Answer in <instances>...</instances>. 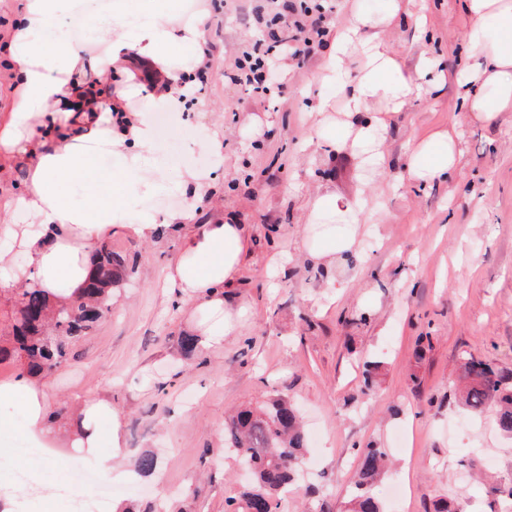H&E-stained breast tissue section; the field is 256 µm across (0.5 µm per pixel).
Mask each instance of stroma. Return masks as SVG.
Segmentation results:
<instances>
[{
    "mask_svg": "<svg viewBox=\"0 0 512 512\" xmlns=\"http://www.w3.org/2000/svg\"><path fill=\"white\" fill-rule=\"evenodd\" d=\"M213 22L202 35L212 66L197 74L199 112H153L156 135L147 163L156 182L126 186L122 156L106 152L70 189L83 203L113 183L131 216L167 213L196 203L202 216L220 212L245 225L250 257L225 305L235 332L201 341L185 356L181 338L199 333L209 315L168 287L182 236L150 241L114 232L113 250L134 256L131 279L112 290V315L74 343L65 365L43 379L47 403L76 409L88 398L119 413L120 445L107 421L97 457L73 448L69 420L46 441L66 459H81L114 487L113 503L156 512H225L249 481L224 449V421L241 405L278 392L301 410L307 426L304 474L282 512H343L358 467V449L377 446L392 466L376 495L386 512H434L452 500L459 512H512L493 486L512 480V437L493 409L472 414L455 399L469 357L512 368V115L492 126L460 113L454 85L423 93L398 113H382L371 143L330 149V131L308 112L324 98L341 106V84L317 75L332 35L354 13L380 15L386 0H336L321 44L304 60L287 59L280 97H252L224 79V69L257 31L249 0H209ZM426 26L399 18L385 33L407 65L466 64L462 0H413ZM455 127L460 159L447 180H416L408 157L434 131ZM224 134L222 152L202 145ZM207 176L213 189L192 201L185 171ZM336 205L311 211L317 192ZM337 248L325 267L317 252ZM384 368L365 385V358ZM11 425L0 440V496L14 512H74L94 488L56 475L44 457L22 461L27 446L20 401L0 403ZM157 454L154 476L132 470L134 458ZM26 468L31 492L17 488Z\"/></svg>",
    "mask_w": 512,
    "mask_h": 512,
    "instance_id": "1",
    "label": "stroma"
}]
</instances>
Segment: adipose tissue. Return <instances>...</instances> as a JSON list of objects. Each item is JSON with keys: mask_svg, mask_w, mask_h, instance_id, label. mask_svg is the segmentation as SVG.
<instances>
[{"mask_svg": "<svg viewBox=\"0 0 512 512\" xmlns=\"http://www.w3.org/2000/svg\"><path fill=\"white\" fill-rule=\"evenodd\" d=\"M411 0H387L377 17L355 14L349 26L334 37L333 49L322 69L323 79L336 81L343 58L358 50L365 57L360 77L344 85L345 120L331 145L370 138L379 119L361 122L372 102L384 111L398 112L422 91L439 90L454 81L461 111L486 123L512 112V0H463L469 24L467 64L447 77L436 67L407 68L384 36L400 17L412 16L423 27V15L411 14ZM62 0H23L10 28L0 38L15 79L11 97L0 106V164L25 170L21 193L0 189V206L30 216L27 224H9L4 237L10 250L0 249V270L11 276L7 286L38 284L62 302L85 287L92 277V255L113 231L142 240L154 239L161 225L183 229L182 253L167 274L169 287L185 298L200 301L215 319L204 334L218 342L234 331L226 317L224 291L234 287L248 254V235L241 224L226 223L221 215L199 220L194 205L166 214L128 216L112 199L108 187L80 204L69 199L71 182L88 170L91 160L79 153L76 141L94 135L126 158L131 183L150 180L144 155L151 148L152 112H179L185 107L197 73L210 68L200 37L211 23L208 8L179 17L166 0H138L134 16L116 4L95 30L105 43L102 53H87L62 16ZM146 71L143 101L131 107L124 87L137 71ZM112 78L118 90L106 96L86 86L87 72ZM455 133L431 134L408 159L416 178L439 179L456 168ZM18 250L26 264L11 269L10 252ZM17 399L26 411V430L41 439L48 424L45 393L36 378L21 375L0 384V401Z\"/></svg>", "mask_w": 512, "mask_h": 512, "instance_id": "ef3b65f1", "label": "adipose tissue"}]
</instances>
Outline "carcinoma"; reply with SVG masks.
<instances>
[{
	"label": "carcinoma",
	"mask_w": 512,
	"mask_h": 512,
	"mask_svg": "<svg viewBox=\"0 0 512 512\" xmlns=\"http://www.w3.org/2000/svg\"><path fill=\"white\" fill-rule=\"evenodd\" d=\"M93 263L94 274L83 292L55 306L35 284L13 289L7 298L10 317L7 335L0 340V363L19 362L27 374L38 378L52 375L63 365L68 345L101 323L102 313L112 312V288L133 272L127 255L104 243L96 249ZM461 380L462 405L473 413L493 407L499 430L512 436V370L472 357L462 366ZM224 445L251 475L239 501H229L231 506L238 505L233 512H280L306 449L296 407L288 399L274 396L260 406L241 408L224 426ZM387 467L388 455L383 449L370 446L360 450L353 478L355 493L345 512H384L372 488ZM157 468L158 459L152 453L134 461L135 472L143 477L154 475Z\"/></svg>",
	"instance_id": "carcinoma-1"
}]
</instances>
